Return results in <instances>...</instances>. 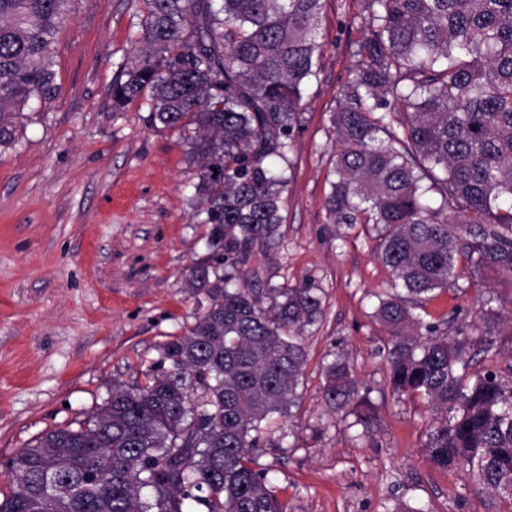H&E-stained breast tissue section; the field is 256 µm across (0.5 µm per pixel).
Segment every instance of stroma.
<instances>
[{
	"label": "stroma",
	"mask_w": 512,
	"mask_h": 512,
	"mask_svg": "<svg viewBox=\"0 0 512 512\" xmlns=\"http://www.w3.org/2000/svg\"><path fill=\"white\" fill-rule=\"evenodd\" d=\"M141 0H69L57 36V100L33 104L22 137L0 147V490L8 460L47 430L88 421L113 385L131 386L160 344L187 333L208 305L186 277L205 259L198 167L179 132L149 126L142 101L112 109L133 59ZM367 15L359 0H324L323 55L304 88L288 154L274 284L316 278L326 300L306 334L297 424L258 463L288 512H512L424 453L432 415L386 384L388 335L374 312L391 275L372 225L333 223L327 209L336 136L330 116L351 78ZM435 292L425 321L478 320L485 293L512 305V285L465 272ZM346 353L373 418L346 429L321 399L322 366Z\"/></svg>",
	"instance_id": "35a3bbf8"
}]
</instances>
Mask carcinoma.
<instances>
[{
  "label": "carcinoma",
  "mask_w": 512,
  "mask_h": 512,
  "mask_svg": "<svg viewBox=\"0 0 512 512\" xmlns=\"http://www.w3.org/2000/svg\"><path fill=\"white\" fill-rule=\"evenodd\" d=\"M68 0H0V146L23 132L30 103L56 100L55 42ZM324 0H143L142 39L114 109L149 106L152 126L186 133L198 161L212 248L188 268L209 303L188 333L162 343L143 384L115 385L79 425L52 429L8 462L0 512H286L257 468L280 447L321 322L314 279L276 287L288 162L307 79L323 50ZM368 27L331 122L336 160L327 210L373 223L394 292L378 297L387 382L437 415L424 451L464 472L476 493L512 500V365L474 370L485 331L454 333L414 312L457 285V266L512 283V0H361ZM429 184H424V181ZM441 195L436 204L430 192ZM336 414L369 408L350 361L323 366Z\"/></svg>",
  "instance_id": "carcinoma-1"
}]
</instances>
